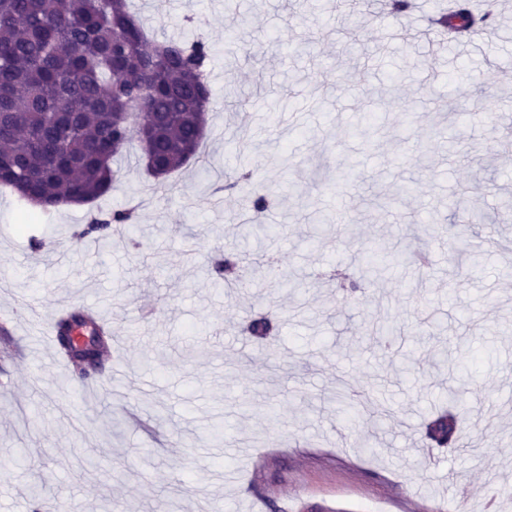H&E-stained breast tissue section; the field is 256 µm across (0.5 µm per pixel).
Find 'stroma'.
<instances>
[{"label": "stroma", "mask_w": 512, "mask_h": 512, "mask_svg": "<svg viewBox=\"0 0 512 512\" xmlns=\"http://www.w3.org/2000/svg\"><path fill=\"white\" fill-rule=\"evenodd\" d=\"M384 2L348 14L338 0H134L142 15L163 10L154 38L212 45L206 152L171 199L153 193L130 144L110 193L27 226L0 187V312L37 302L0 329V512H57L61 500L67 512H482L490 489L512 486V212L500 210L512 198V147L500 143L512 129V0H490L487 35L441 51L420 31L444 0H410L401 15ZM393 25L408 36L381 40ZM369 112L375 123L356 133ZM241 164L277 191L262 221L288 231L268 250L301 288L255 272L237 290L208 280L238 242L242 197L225 191L219 208L204 187ZM458 199L490 219L460 240L447 230ZM134 205L137 227L110 247L83 241L94 217ZM313 207L346 213L354 236L309 240ZM391 239L433 251L431 264L391 269L351 300L319 280ZM70 305L110 318L123 348L83 405L44 327ZM251 310L278 315L279 333L245 336ZM375 312L391 318L409 374L363 340ZM440 340L466 373L462 450L420 434L453 381L434 364ZM342 386L387 410L378 428L349 429Z\"/></svg>", "instance_id": "obj_1"}]
</instances>
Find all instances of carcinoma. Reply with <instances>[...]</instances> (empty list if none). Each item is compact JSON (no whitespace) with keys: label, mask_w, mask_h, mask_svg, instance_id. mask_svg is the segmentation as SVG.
Instances as JSON below:
<instances>
[{"label":"carcinoma","mask_w":512,"mask_h":512,"mask_svg":"<svg viewBox=\"0 0 512 512\" xmlns=\"http://www.w3.org/2000/svg\"><path fill=\"white\" fill-rule=\"evenodd\" d=\"M491 13L469 0H449L435 24L451 39L490 23ZM211 50L204 38L149 41L129 0H0V185L50 214L70 203L89 204L112 190L117 159L132 142L144 149L126 113L144 112L154 127L156 186H171L172 175L199 157L210 111L206 71ZM245 200L255 214L267 211L273 193L254 188ZM136 223L132 209L96 217L82 235L107 241L112 227ZM322 234L344 238L348 225L319 218ZM213 283L237 286L246 271L239 252L213 262ZM378 272L367 257L349 278ZM89 323L104 357L112 341L110 322L73 306L56 322L59 354L76 362L79 353L63 335L75 322ZM275 330L264 314L249 317L246 331L263 340ZM368 335L391 347V324L372 320ZM462 413L434 408L424 439L436 448L464 447Z\"/></svg>","instance_id":"1"}]
</instances>
